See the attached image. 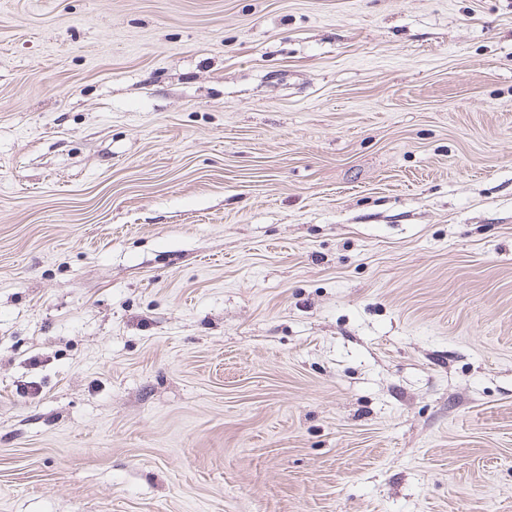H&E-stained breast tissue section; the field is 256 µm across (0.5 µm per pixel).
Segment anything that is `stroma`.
<instances>
[{
	"label": "stroma",
	"mask_w": 512,
	"mask_h": 512,
	"mask_svg": "<svg viewBox=\"0 0 512 512\" xmlns=\"http://www.w3.org/2000/svg\"><path fill=\"white\" fill-rule=\"evenodd\" d=\"M0 512H512V0H0Z\"/></svg>",
	"instance_id": "35a3bbf8"
}]
</instances>
